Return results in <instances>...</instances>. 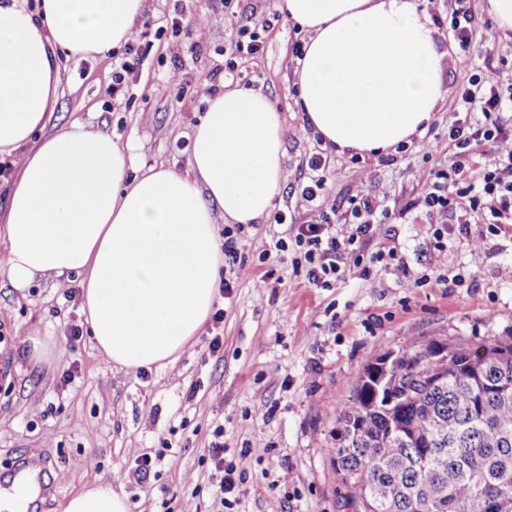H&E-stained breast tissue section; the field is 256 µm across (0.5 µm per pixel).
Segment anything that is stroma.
I'll return each mask as SVG.
<instances>
[{
    "label": "stroma",
    "instance_id": "35a3bbf8",
    "mask_svg": "<svg viewBox=\"0 0 512 512\" xmlns=\"http://www.w3.org/2000/svg\"><path fill=\"white\" fill-rule=\"evenodd\" d=\"M435 29L444 55L446 96L429 128L380 157L327 154L326 192L302 201L306 161L324 144L307 128L297 104L295 43L306 36L279 0H146L129 47L107 57L65 56L55 123L82 119L112 135L135 167L185 170L192 131L206 107V90L230 84L266 94L284 119L285 180L275 210L297 222L320 213L345 214L362 194L386 207L361 258L344 256L331 287L310 285L295 265L292 226L267 216L235 232L243 267L223 268L231 298H217L222 322L207 321L194 347L174 366L127 372L112 367L90 336L70 346L72 327L84 324L77 279L39 278L11 286L0 264V476L31 459L45 461L29 486L36 512H62L86 485L112 482L130 512H344L331 461L337 410L347 402L374 355L409 339H463L477 346L512 335V224L471 225L434 248V227L417 198L424 179L448 169V129L456 120L461 85L471 76L512 77V56L459 63L449 31L453 0H416ZM204 21L209 37H173L172 19ZM271 25L252 60L233 59L239 25ZM132 72L127 89L112 92L121 64ZM181 76L180 87L168 82ZM286 240V251L276 250ZM482 253L473 257L472 242ZM46 337L60 365L30 363L24 336ZM222 347L211 352L213 338ZM75 381L61 385L64 371ZM224 429V460L246 458L231 507L218 510L209 486L219 474L208 448ZM151 456L145 479L134 469Z\"/></svg>",
    "mask_w": 512,
    "mask_h": 512
}]
</instances>
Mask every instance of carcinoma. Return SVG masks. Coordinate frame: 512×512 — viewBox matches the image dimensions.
Here are the masks:
<instances>
[{
    "label": "carcinoma",
    "mask_w": 512,
    "mask_h": 512,
    "mask_svg": "<svg viewBox=\"0 0 512 512\" xmlns=\"http://www.w3.org/2000/svg\"><path fill=\"white\" fill-rule=\"evenodd\" d=\"M446 343L445 380L393 403L380 386L426 375L427 347L398 349L396 373L382 354L367 363L330 449L345 508L370 498L373 512H512V337Z\"/></svg>",
    "instance_id": "cac0c4a2"
}]
</instances>
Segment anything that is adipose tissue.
I'll return each mask as SVG.
<instances>
[{
    "mask_svg": "<svg viewBox=\"0 0 512 512\" xmlns=\"http://www.w3.org/2000/svg\"><path fill=\"white\" fill-rule=\"evenodd\" d=\"M145 0H38L0 7V156L16 177L0 212L11 284L76 277L98 352L135 371L172 366L213 308L224 252L217 225L255 224L284 179V128L268 96L208 98L186 170L137 171L111 135L81 119L51 129L59 54L105 56L126 42ZM308 34L298 104L337 153L380 156L422 134L445 96L443 55L412 0H280ZM63 512H129L111 483Z\"/></svg>",
    "mask_w": 512,
    "mask_h": 512,
    "instance_id": "obj_1",
    "label": "adipose tissue"
}]
</instances>
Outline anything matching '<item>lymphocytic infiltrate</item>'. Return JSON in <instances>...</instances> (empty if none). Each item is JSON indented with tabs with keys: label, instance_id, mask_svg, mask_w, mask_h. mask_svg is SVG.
I'll return each mask as SVG.
<instances>
[{
	"label": "lymphocytic infiltrate",
	"instance_id": "lymphocytic-infiltrate-1",
	"mask_svg": "<svg viewBox=\"0 0 512 512\" xmlns=\"http://www.w3.org/2000/svg\"><path fill=\"white\" fill-rule=\"evenodd\" d=\"M475 17L466 6L452 12L450 31L459 46L462 61H470L473 55L491 59L502 53H512V46L486 45L474 41ZM481 108L489 122L475 126L458 121L449 130V140L460 156L453 161L450 171L439 170L433 179L426 181L421 191V203L437 227L434 231L437 250H445L444 239L456 232H466L469 225L479 224L485 217L512 221V128H506L502 113L512 112V82L494 79L484 81L469 79L464 86L456 109L471 112ZM493 143L494 152L483 168L466 170L464 157L485 143ZM468 172L471 180L478 182L482 191L473 196L451 190L447 181L449 172ZM349 217L342 227H335L329 217L300 224L296 227L293 242L278 241V250L295 245L305 262L306 275L316 286H329L338 279L339 261L345 253L360 252L374 237L375 227L389 217L388 210L373 204L365 196H356L350 202Z\"/></svg>",
	"mask_w": 512,
	"mask_h": 512
}]
</instances>
